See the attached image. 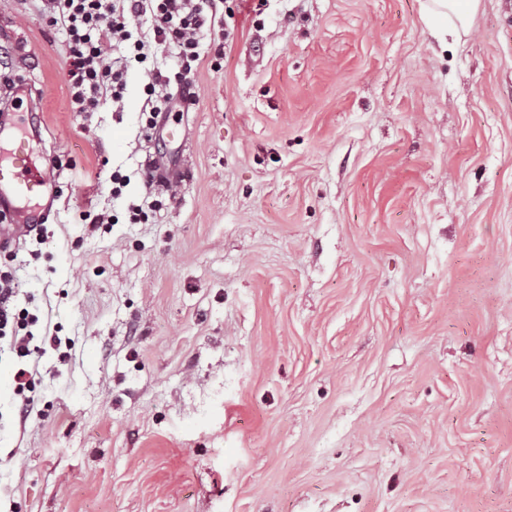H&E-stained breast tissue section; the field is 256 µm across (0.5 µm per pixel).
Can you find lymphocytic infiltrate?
Listing matches in <instances>:
<instances>
[{
    "label": "lymphocytic infiltrate",
    "instance_id": "lymphocytic-infiltrate-1",
    "mask_svg": "<svg viewBox=\"0 0 512 512\" xmlns=\"http://www.w3.org/2000/svg\"><path fill=\"white\" fill-rule=\"evenodd\" d=\"M213 6L208 0H42L46 24L66 35L67 77L74 111L94 112L107 103L123 100L124 75L129 60L143 63L159 45L175 44L183 60L197 61V35ZM150 14L151 35H134L131 18ZM128 45L131 57L115 56V48ZM16 295L11 274L0 275V335L9 338L19 363L13 379L22 393L20 419L35 409L24 391L34 380L25 363L43 354L29 331L28 316L13 304Z\"/></svg>",
    "mask_w": 512,
    "mask_h": 512
}]
</instances>
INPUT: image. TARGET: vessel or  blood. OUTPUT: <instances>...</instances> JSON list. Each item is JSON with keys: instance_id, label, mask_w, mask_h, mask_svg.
<instances>
[{"instance_id": "obj_1", "label": "vessel or blood", "mask_w": 512, "mask_h": 512, "mask_svg": "<svg viewBox=\"0 0 512 512\" xmlns=\"http://www.w3.org/2000/svg\"><path fill=\"white\" fill-rule=\"evenodd\" d=\"M0 138L14 144L13 149L0 152V211L6 213L17 206L34 212L30 223L0 225V243L16 242L28 236L33 225L43 223L58 187L52 168L34 164L27 129L7 109L0 111Z\"/></svg>"}]
</instances>
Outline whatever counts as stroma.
<instances>
[{
    "mask_svg": "<svg viewBox=\"0 0 512 512\" xmlns=\"http://www.w3.org/2000/svg\"><path fill=\"white\" fill-rule=\"evenodd\" d=\"M424 2L220 0L77 112L0 0L61 187L0 272L73 341L24 421L0 357V512H512V0L460 37ZM150 66L190 74L152 129Z\"/></svg>",
    "mask_w": 512,
    "mask_h": 512,
    "instance_id": "1",
    "label": "stroma"
}]
</instances>
